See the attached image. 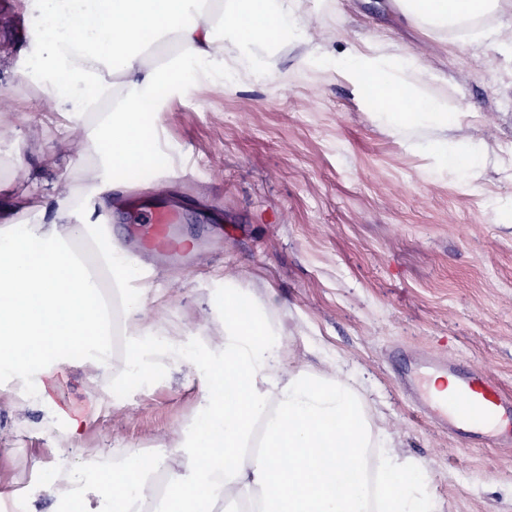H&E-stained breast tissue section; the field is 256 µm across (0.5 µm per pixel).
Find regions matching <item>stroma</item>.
<instances>
[{"mask_svg":"<svg viewBox=\"0 0 512 512\" xmlns=\"http://www.w3.org/2000/svg\"><path fill=\"white\" fill-rule=\"evenodd\" d=\"M15 0H0V185L52 152L64 121L11 49L39 47ZM329 47L376 37L414 55L421 94L458 113L483 154L468 183L431 176V130L394 133L337 72L304 64L311 49L272 46L262 72L183 71L184 89L151 115L160 161L103 211L115 245L149 276L137 320L184 348H214L224 298L244 297L276 336L286 369H336L369 423L372 454L393 448L424 478L435 512H512V447L470 448L431 423L395 363L431 351L512 387V54L445 36L405 16L398 0H303ZM44 170L78 188L105 168L87 139ZM179 203L183 264L143 248L144 213ZM53 424L24 399H0V492L49 505L46 470L132 447L171 473L200 459L196 371L164 369L115 388L92 382L80 357L52 369ZM88 428L57 449L69 416Z\"/></svg>","mask_w":512,"mask_h":512,"instance_id":"obj_1","label":"stroma"}]
</instances>
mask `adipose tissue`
Instances as JSON below:
<instances>
[{
	"label": "adipose tissue",
	"mask_w": 512,
	"mask_h": 512,
	"mask_svg": "<svg viewBox=\"0 0 512 512\" xmlns=\"http://www.w3.org/2000/svg\"><path fill=\"white\" fill-rule=\"evenodd\" d=\"M419 22L448 30L464 21L500 15L481 30L484 40L512 39V0H402ZM209 0H19L27 23L36 25L39 53L18 56L37 76L40 92L70 118L55 153V166L85 132L84 116L97 117L93 144L109 171L85 170V192L39 177L24 168L19 191L0 196V375L19 380L29 397L53 410L44 376L69 362L72 349L92 370L112 366L115 317L112 295H125L134 318L142 297L130 293L134 276L123 256L84 209L85 199L112 204L111 172L135 176L154 164L155 129L148 118L182 84L185 62L223 72L230 44L263 45L301 40L313 47L306 64L333 66L352 85L367 110L390 125L432 126L434 172L477 179L483 166L468 147L457 113L419 99L406 107L399 89L420 84L425 73L409 54L377 42L356 43L340 53L322 45V31L302 11V0H239L226 4L224 39L208 23ZM172 33L177 55L147 65L141 60L162 33ZM454 139H447V131ZM81 239L93 245L77 250ZM111 270L118 290L105 287L100 271ZM240 300L224 303V352L204 363L205 395L195 431L204 455L188 474L172 475L162 497L166 512H213L229 500L232 512H434L416 491L421 477L389 452L368 481L364 459L370 445L364 411L349 380L327 372H284L274 338L259 321L238 317ZM127 370L149 375L154 357L175 361L188 354L174 342L143 336L131 342ZM340 449L332 463L321 450ZM295 458L282 465L280 449ZM101 490L119 512H147L150 487L130 466L113 469Z\"/></svg>",
	"instance_id": "adipose-tissue-1"
}]
</instances>
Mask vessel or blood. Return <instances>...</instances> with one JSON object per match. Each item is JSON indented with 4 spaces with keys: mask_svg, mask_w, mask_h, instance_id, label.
<instances>
[{
    "mask_svg": "<svg viewBox=\"0 0 512 512\" xmlns=\"http://www.w3.org/2000/svg\"><path fill=\"white\" fill-rule=\"evenodd\" d=\"M178 218L179 214L173 208L157 209L147 215V230L143 235L146 248L174 256V240L169 227L177 223ZM423 369L447 373L454 380L448 394L438 401L418 397L421 410L432 423L472 442L491 439L499 444L512 445V392L494 376L461 371L447 361L423 352L415 360L414 371L405 377L407 387H414L416 373Z\"/></svg>",
    "mask_w": 512,
    "mask_h": 512,
    "instance_id": "b4317fda",
    "label": "vessel or blood"
}]
</instances>
